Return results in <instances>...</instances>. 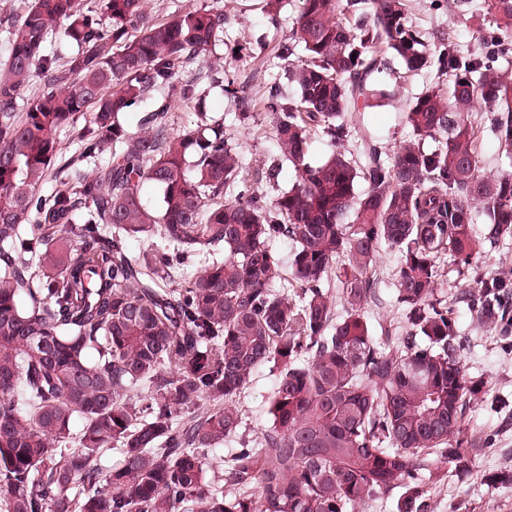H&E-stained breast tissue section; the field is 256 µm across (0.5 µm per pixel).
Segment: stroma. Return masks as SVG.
Instances as JSON below:
<instances>
[{"mask_svg":"<svg viewBox=\"0 0 512 512\" xmlns=\"http://www.w3.org/2000/svg\"><path fill=\"white\" fill-rule=\"evenodd\" d=\"M222 7L233 19L224 31L223 43L212 47L205 57L186 65L180 72L182 80L208 73L210 68L228 71L231 78L243 80L254 75L253 94L261 96L269 87H278L283 98L295 97L296 86L288 82L283 62L274 53H266L255 61L232 59L231 51L242 39L261 40L277 44L287 35L295 17V6H287L278 24H271L261 10L259 0H149L155 19L166 20L175 12L188 7ZM411 19L429 36L453 38L462 49L476 47L479 38L491 30L484 0H465L460 8L447 7L444 0H410ZM433 72H423L398 80L387 79L388 91L395 97L389 104L368 108L362 114L365 133L386 146L392 147L406 139L409 130L402 124L400 114L407 98L423 87L437 82ZM211 115L223 116L224 129L239 144L249 164L243 171L247 184L267 197L288 189L295 172L286 161L272 134L270 119L263 106H255L256 119L248 126L235 119L237 107L221 89H213L207 100ZM398 254L388 246L379 249V300L369 306L371 321L403 323L404 316L396 302L395 270ZM457 321L462 335L469 339L463 356L467 376L482 378L484 394L472 400L465 416V426L471 434H490L494 448L473 461L469 469L454 470L446 463H436L430 473L433 512H512V346L504 344L495 331L480 325L466 304L456 306ZM275 377L268 369L257 370L241 399L243 431L254 438L267 420L266 403Z\"/></svg>","mask_w":512,"mask_h":512,"instance_id":"stroma-1","label":"stroma"}]
</instances>
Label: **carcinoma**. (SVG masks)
<instances>
[{"mask_svg": "<svg viewBox=\"0 0 512 512\" xmlns=\"http://www.w3.org/2000/svg\"><path fill=\"white\" fill-rule=\"evenodd\" d=\"M484 3L495 28L465 53L428 43L409 0H299L277 44L298 94L263 96L296 180L269 202L207 113L176 132L163 101L137 131L124 122L159 90L206 102L207 87L179 73L224 41V9L157 21L147 0H30L3 17L5 512H355L398 488L403 512H431L424 473L442 459L465 469L492 445L466 432L483 381L464 375L441 255L473 279L457 300L479 323L512 325V272H475L484 242L512 239V174L484 173L469 115L488 105L489 131L511 159L512 75L498 59L512 46V0ZM52 37L76 47L66 62L46 51ZM394 63L448 84L407 100L410 135L389 154L352 133ZM37 79L42 90L18 112ZM222 91L242 105L238 122L253 123L248 87L230 79ZM81 118L79 158L57 170L56 133ZM315 129L331 142L318 162ZM106 151L112 159L95 162ZM146 182L161 190L155 211L142 200ZM130 237L162 245L133 255ZM280 240L292 245L288 278ZM382 244L400 255L406 316L388 348L367 315ZM193 260L202 266L187 275ZM263 367L276 372L268 421L216 476L207 452L238 433L237 404ZM110 448L120 460L106 471Z\"/></svg>", "mask_w": 512, "mask_h": 512, "instance_id": "obj_1", "label": "carcinoma"}]
</instances>
